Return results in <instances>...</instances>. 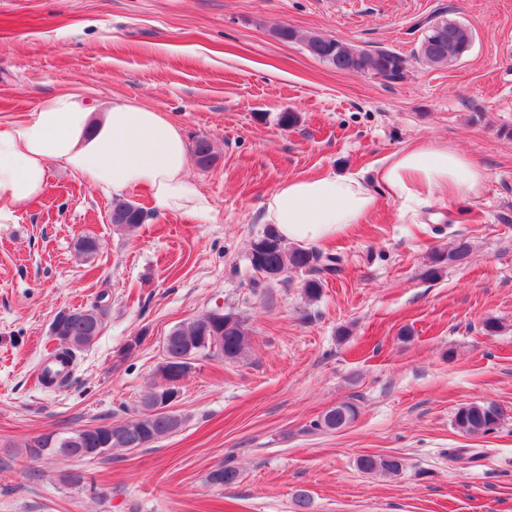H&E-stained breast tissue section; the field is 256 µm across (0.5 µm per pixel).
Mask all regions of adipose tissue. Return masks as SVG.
<instances>
[{"label": "adipose tissue", "instance_id": "ef3b65f1", "mask_svg": "<svg viewBox=\"0 0 512 512\" xmlns=\"http://www.w3.org/2000/svg\"><path fill=\"white\" fill-rule=\"evenodd\" d=\"M66 169L96 192L122 197L144 187L162 212L208 222L210 198L189 172L177 124L138 103L94 101L75 93L42 100L24 119L0 122V224H12L41 196L51 166ZM487 175L457 149L423 141L396 153L376 181L409 211L433 200L477 194ZM377 199L358 174L293 176L269 195L263 221L287 242L335 238L372 212Z\"/></svg>", "mask_w": 512, "mask_h": 512}]
</instances>
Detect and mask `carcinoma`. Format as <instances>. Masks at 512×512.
<instances>
[{"instance_id":"obj_1","label":"carcinoma","mask_w":512,"mask_h":512,"mask_svg":"<svg viewBox=\"0 0 512 512\" xmlns=\"http://www.w3.org/2000/svg\"><path fill=\"white\" fill-rule=\"evenodd\" d=\"M430 35L431 44H420L419 55L422 61L445 67L464 57L473 44V30L463 24L439 20L432 23L426 30ZM273 35L280 41H300L308 48V52L325 61L333 58L345 71L356 73H383L385 80L404 78L407 60L390 51H367L356 48L346 42L332 38L327 39L319 34H302L288 25H281L273 30ZM193 154L199 165L207 166L206 159L214 158L212 145L206 138L194 142ZM112 224L121 228H134L143 223L144 210L135 202L127 199L112 201ZM99 241L93 236H82L75 244L76 254L88 259L97 253ZM472 245L465 238L457 239L448 253L434 256L432 265L424 272L425 277L435 279L441 272L442 265L452 266L468 258ZM339 257L334 254H323L302 247H288L273 227H268L264 234L251 243L250 264L256 274L254 284H269L271 271L285 273L303 271L306 279L303 291L307 298L314 300L321 295L325 275L336 272ZM107 308L102 305L78 308L61 321L53 320L51 334L58 340L51 357L64 358L73 362L76 353L93 344L97 335H88V320L102 329ZM201 336L215 337V348H200ZM249 341V329L245 321L233 314L225 313L215 317L210 311L191 321L180 324L170 331L163 344L165 360L170 364L188 368L192 363L183 361V357L192 354L194 357L220 356L226 360H237L244 353ZM159 382L142 398L141 404L146 413L133 418L118 420L107 424L74 430L63 435L46 434L47 440L40 448L26 445L25 454L33 460L51 459L61 456L62 439H75L74 447L82 449L76 456L78 460L100 458L114 448L128 451L143 448L158 440L177 432L183 419L174 412H163L158 409L159 401L172 391L171 384L175 381L164 367L157 369ZM504 416V410L494 402L470 403L460 407L454 418V424L467 435L487 434L493 431ZM356 417V408L351 403H341L327 410L314 424L316 429L335 430L342 428ZM358 467L365 473L379 475H395L402 469L401 460L395 456L364 455L358 460ZM241 472L232 460L211 471L208 482L212 485L229 487L240 482Z\"/></svg>"}]
</instances>
